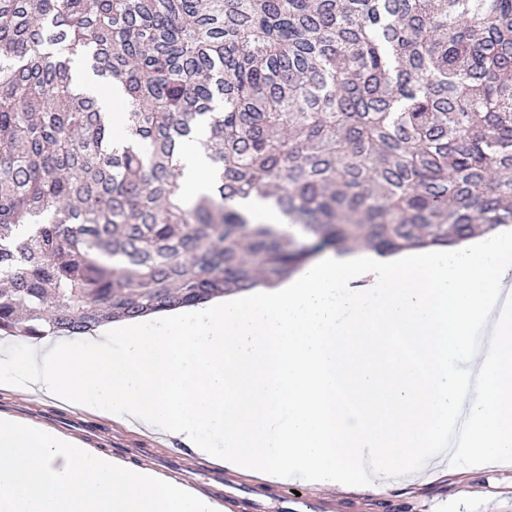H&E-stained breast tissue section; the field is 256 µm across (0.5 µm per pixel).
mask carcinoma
Instances as JSON below:
<instances>
[{
  "label": "carcinoma",
  "mask_w": 512,
  "mask_h": 512,
  "mask_svg": "<svg viewBox=\"0 0 512 512\" xmlns=\"http://www.w3.org/2000/svg\"><path fill=\"white\" fill-rule=\"evenodd\" d=\"M77 61L122 88V147ZM200 117L215 182L191 202ZM511 224L512 0H0V336ZM181 193L185 199L208 194L213 180L211 160L195 142L189 143L179 157Z\"/></svg>",
  "instance_id": "carcinoma-1"
}]
</instances>
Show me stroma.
Returning a JSON list of instances; mask_svg holds the SVG:
<instances>
[{
	"label": "stroma",
	"instance_id": "1",
	"mask_svg": "<svg viewBox=\"0 0 512 512\" xmlns=\"http://www.w3.org/2000/svg\"><path fill=\"white\" fill-rule=\"evenodd\" d=\"M13 404L30 409V421L47 423L49 431L63 433L69 419L75 418L91 427H105L112 437L104 455L128 466H140L143 458L160 456L168 466L182 468L194 474L206 470L208 461L194 458L181 449L179 443L166 437L149 434L127 426L117 418L74 407L67 402L34 397L19 387L0 384V405ZM224 479L233 483L242 506L239 512H253L252 502L259 501L265 512H282L280 503L283 488L306 493L314 500L358 501L365 512H475L486 507L487 512H512V467H489L474 471L470 467H448L446 474H434L423 468L419 482L384 494L351 492L333 487L315 488L303 480L292 479L287 485H273L256 474L225 473Z\"/></svg>",
	"mask_w": 512,
	"mask_h": 512
}]
</instances>
